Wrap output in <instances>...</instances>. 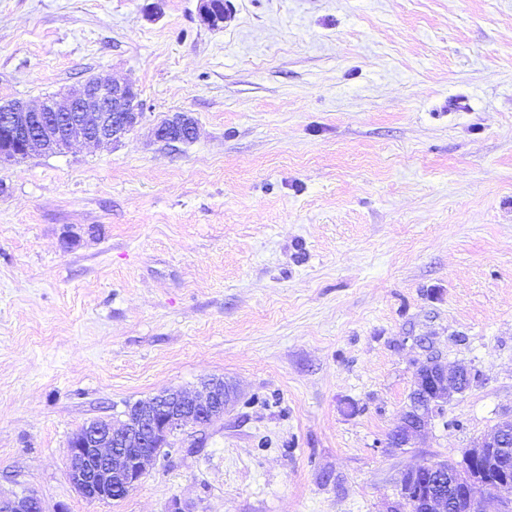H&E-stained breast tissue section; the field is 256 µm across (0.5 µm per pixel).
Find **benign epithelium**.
<instances>
[{
    "label": "benign epithelium",
    "mask_w": 512,
    "mask_h": 512,
    "mask_svg": "<svg viewBox=\"0 0 512 512\" xmlns=\"http://www.w3.org/2000/svg\"><path fill=\"white\" fill-rule=\"evenodd\" d=\"M200 22L215 28L224 15L214 0H199ZM143 115L138 89L130 83L92 76L71 88L66 97L37 103L14 100L0 109V163L21 160L32 152L59 153L72 142L115 144ZM154 135L168 143L194 139L195 125L181 121L160 125ZM472 372L464 365H448L434 357L417 368L414 382L423 391V403L409 407L389 436L393 448L412 444L431 420L445 412L457 395L467 390ZM235 400L234 388L205 380L189 394L179 388L165 403L145 400L125 412L120 426L97 418L83 424L68 448V478L75 490L91 502L110 503L129 492L157 461V448H173L176 437L224 417ZM150 450L145 451L141 446ZM512 490V420L502 421L493 433L468 449L463 465L425 463L407 471L400 496L409 512H512V500L496 496ZM0 512H48L32 491L0 496Z\"/></svg>",
    "instance_id": "7a95c632"
}]
</instances>
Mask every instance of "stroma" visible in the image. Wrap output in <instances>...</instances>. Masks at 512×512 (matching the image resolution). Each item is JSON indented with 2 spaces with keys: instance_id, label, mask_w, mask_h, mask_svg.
Instances as JSON below:
<instances>
[{
  "instance_id": "35a3bbf8",
  "label": "stroma",
  "mask_w": 512,
  "mask_h": 512,
  "mask_svg": "<svg viewBox=\"0 0 512 512\" xmlns=\"http://www.w3.org/2000/svg\"><path fill=\"white\" fill-rule=\"evenodd\" d=\"M0 0V100L91 75L140 123L0 165V494L68 512H387L512 419V0ZM192 117L196 140L154 128ZM479 378L387 445L419 363ZM240 397L123 499L86 421L211 377Z\"/></svg>"
}]
</instances>
